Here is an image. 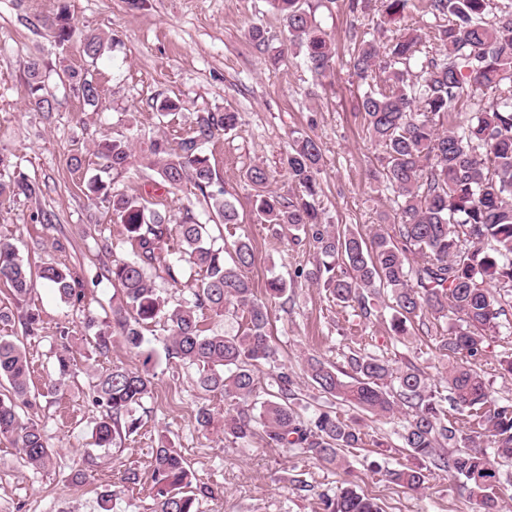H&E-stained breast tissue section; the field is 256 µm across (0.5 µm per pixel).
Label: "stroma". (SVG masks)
Instances as JSON below:
<instances>
[{"mask_svg":"<svg viewBox=\"0 0 512 512\" xmlns=\"http://www.w3.org/2000/svg\"><path fill=\"white\" fill-rule=\"evenodd\" d=\"M62 2L78 37L60 48L41 21L54 16ZM308 4L337 51L332 72L319 80L302 58L291 54L270 66L265 51L250 39L251 27L257 26L270 47L282 44L283 22L268 0H146L133 11L125 0H0V153L19 163L43 189L36 200L0 195V237L16 244L32 264L70 268L85 292L75 302L37 288L27 306L40 317L39 335H24L19 323L0 322V336L20 339L29 360V398L35 407L22 415L42 426L56 451L49 466L35 470L24 463L12 440L0 437V512H98L96 489L109 482L117 491L112 512H151L150 461L163 435L180 449L198 484L212 490L200 498V512H323L322 494L347 483L377 498L384 512H472L467 491L445 472L431 471L424 487L413 491L372 468L378 441L391 450L388 464L403 458L401 427L385 419L359 421L364 442L348 449L346 473L296 451L270 447L260 434L241 443L216 428L201 430L197 408L208 407L223 418L224 397L199 389L195 369L176 359L159 358L154 390L137 409L142 420L138 433L118 449L95 447L91 438L99 416L89 394L92 380L112 364H138L118 343L109 356L95 353L93 333L85 325L90 316L111 321L118 300L111 280L98 276L99 267L132 255L111 206L86 193L85 184L98 167L95 145L106 134L131 143L128 168L108 177L113 191L143 198L177 220L188 211L198 215L203 210L200 191L189 182L172 193L160 189L148 146L159 137L178 142L192 134L198 117L224 109L239 113L238 128L216 135L203 149L219 185L230 193L239 221L213 222L208 230L218 247H231L244 235L250 238L255 262L248 276L257 296H264L271 278L288 281L287 303L270 309V332L279 360L294 373L299 413L310 418L331 405L309 386L306 358L314 355L341 368L350 350L359 347L394 364L409 358L425 365L429 386L443 389L436 339L447 335V324L396 341L388 330L389 290L375 298V315L368 320L337 306L325 288L294 275L296 268L312 267L313 251L290 247L255 211L247 168L266 166L272 174L270 190L290 197L295 186L282 158L303 134L322 145L319 205L329 223L366 234L394 206L393 192L373 176L384 152L369 139L356 109L363 88L348 64L351 18L333 0ZM93 31L111 38L94 61L84 57L79 40ZM37 56L48 62L60 56L67 65L90 72L101 90L98 106L86 105L68 83L52 75L45 79L54 101L52 114L32 109L27 65ZM166 98L179 101L181 111L159 112ZM76 154L85 159L78 171L70 166ZM64 341L70 346L73 376L64 391L52 393L47 385ZM331 406L340 419L358 421L345 403ZM78 469L86 479L76 484L72 475ZM126 470L138 473V484L120 483Z\"/></svg>","mask_w":512,"mask_h":512,"instance_id":"35a3bbf8","label":"stroma"}]
</instances>
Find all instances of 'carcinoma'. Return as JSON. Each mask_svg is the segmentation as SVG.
<instances>
[{
  "instance_id": "1",
  "label": "carcinoma",
  "mask_w": 512,
  "mask_h": 512,
  "mask_svg": "<svg viewBox=\"0 0 512 512\" xmlns=\"http://www.w3.org/2000/svg\"><path fill=\"white\" fill-rule=\"evenodd\" d=\"M284 23L288 49L303 56L316 77L325 75L335 55L327 33L303 0H272ZM378 12L394 21L410 9L420 12L422 27L380 40L381 28L366 31L357 25L363 0H344L339 7L354 18L349 37L354 52L349 65L365 86L358 100L369 137L383 148L382 176L392 188L397 209L393 223L381 218L365 237L349 226L325 222L319 208L322 152L307 134L296 137L283 159L297 194L283 198L268 190L270 173L254 164L245 177L256 189L255 210L264 223L288 242L308 244L320 256L312 268L297 276L323 284L336 304L356 307L364 319L372 315L370 298L379 288L392 295L389 330L399 340L415 331L448 321V338L439 341L444 360L446 392L428 386L426 372L407 360L395 367L384 358L352 349L346 367L338 368L311 356L305 375L320 394L345 402L376 417L400 413L408 460L385 470L388 481L419 490L426 473L439 470L462 480L474 512H506L500 496V463L512 462V400L495 398L477 367L486 342L501 335L512 316V0H375ZM63 46L74 35L70 18L59 13L44 22ZM107 38L87 34L81 40L85 56L94 60ZM39 59L27 65L29 104L50 113L52 101L40 94L43 70ZM56 74L74 85L83 102L95 105L100 87L88 74L61 65ZM494 90L490 100L478 90ZM239 113L209 112L198 121L195 135L172 144L151 142L164 185L177 189L187 181L201 192L209 213L225 224L238 223V212L200 143L218 131L237 129ZM94 155L101 172L120 173L131 158L128 140L105 136ZM88 193L111 198L112 214L124 224L133 258H117L104 267L105 276L122 293L112 307V322L95 332V349L112 352L113 336L139 358L134 369L112 366L93 385V403L101 416L92 430L95 446L109 448L137 432V407L153 390L156 352L145 345V332L164 323L166 357L198 370L196 385L224 395V437L247 441L260 425L267 443L297 448L336 469H346L344 451L362 444V432L331 409L305 422L293 407L295 382L288 369L269 372L266 398L258 400L257 371L276 363L269 334L268 303L257 298L247 270L254 263L246 237L224 249L207 242V225L187 215L177 224L145 200L114 193L101 176L87 180ZM28 199L42 194L38 181L20 172L0 193ZM179 257L170 262L172 243ZM419 260L413 262L410 256ZM185 261L199 270L192 299L171 308L158 293L148 270L159 266L173 285L180 284ZM0 282L9 286L15 308H0V322L15 319L21 309L25 333L39 331V315L24 308L41 285L68 301L80 298L70 271L47 263L34 269L17 248L0 239ZM246 313L244 330L235 335L207 334L197 311L220 316L228 306ZM71 374L69 346L56 356L60 390ZM29 362L17 341L0 337V435L20 444L24 462L41 468L55 455L41 425L22 420L28 399ZM152 512H199L192 490L195 476L181 452L160 440L152 454ZM323 512H382L375 498L347 486L322 498Z\"/></svg>"
}]
</instances>
